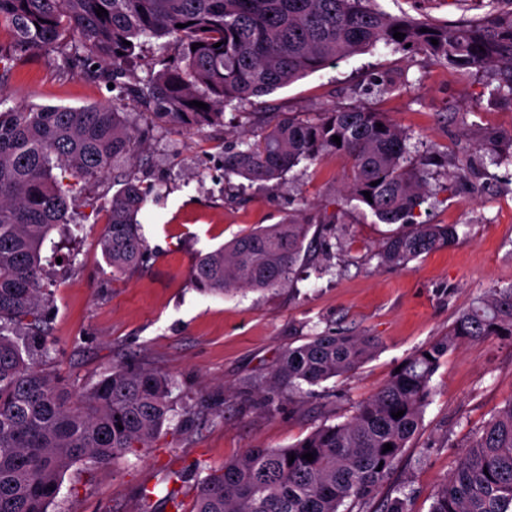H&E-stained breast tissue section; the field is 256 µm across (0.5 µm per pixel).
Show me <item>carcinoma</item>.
<instances>
[{
	"label": "carcinoma",
	"mask_w": 512,
	"mask_h": 512,
	"mask_svg": "<svg viewBox=\"0 0 512 512\" xmlns=\"http://www.w3.org/2000/svg\"><path fill=\"white\" fill-rule=\"evenodd\" d=\"M99 7L107 10L101 17ZM397 31L403 40L393 38ZM0 34L9 40L0 44L4 70L17 51L60 53L71 72L114 85L103 106L0 110V512H48L70 467L150 447L172 412V382L156 371L120 362L76 396L43 365L50 341L41 251L52 230L69 229L77 183L110 173L118 186L99 241L112 276L137 267L147 252L138 214L162 193L121 169L149 134L132 124L129 105L174 126L221 125L225 107L252 105L380 45L459 69H491L497 85L490 95L512 98V0H487L483 15L454 24L390 15L372 0H0ZM142 37L172 38L178 58L129 83L124 65ZM194 43L200 47L191 49ZM410 140L383 112L335 106L245 134L240 147L224 152V177L276 185L303 161L343 155L350 161L345 201L384 224L414 225L379 251L382 263L405 267L458 238L455 224L413 220L428 195L425 164L411 157ZM309 229L290 219L240 234L195 259L192 283L213 295L280 288L293 279ZM495 337H512V288H494L464 309L447 336L411 355L347 421L324 424L290 448H250L208 472L191 512H352L375 495L418 431L448 350ZM380 347L369 334L311 336L262 376L261 397L270 408L298 406L303 386L354 374ZM184 494L183 472L170 470L162 485L140 492V512H156L158 500L178 510ZM431 512H512V400L466 444Z\"/></svg>",
	"instance_id": "obj_1"
}]
</instances>
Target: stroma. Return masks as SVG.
Masks as SVG:
<instances>
[{"label": "stroma", "mask_w": 512, "mask_h": 512, "mask_svg": "<svg viewBox=\"0 0 512 512\" xmlns=\"http://www.w3.org/2000/svg\"><path fill=\"white\" fill-rule=\"evenodd\" d=\"M389 14L455 22L482 14L480 0H377ZM163 39L146 40L127 74L142 81L174 60ZM399 88L380 96L376 81ZM492 71L461 70L422 54L378 47L354 55L260 97L252 113L225 110L224 124L187 130L151 123L146 151L125 169L160 187L164 198L141 216L151 258L120 277L106 265L99 238L101 205L111 177L88 182L90 203L77 206L73 233L52 231L57 263L49 265L51 369L79 393L112 364L132 360L173 382V410L150 448L107 464L84 462L63 476L49 512H138L143 487L166 469L182 471L188 495L203 468H217L247 449L288 448L322 424L346 421L417 350L442 338L459 311L491 288L512 286V165L485 176L493 151L512 146V100L490 98ZM108 85L71 73L61 55L18 54L0 70V102L84 107L110 102ZM336 105L385 112L436 161L434 196L422 221L454 224L458 239L404 268L380 262L388 238L409 232L385 224L339 193L349 168L333 153L287 172L275 188L225 178L224 150L243 129L293 113L303 118ZM469 165L458 169L457 159ZM320 216L307 236L310 252L293 283L272 291L210 295L198 291L196 257L235 236L284 219ZM368 333L382 347L352 376L315 386L304 408L260 405L254 377L284 350L324 332ZM431 396L416 435L364 512H383L387 499L407 495L410 512H430L438 486L470 440L512 400V340L473 341L449 350L430 382ZM209 411L198 413L200 401Z\"/></svg>", "instance_id": "1"}]
</instances>
